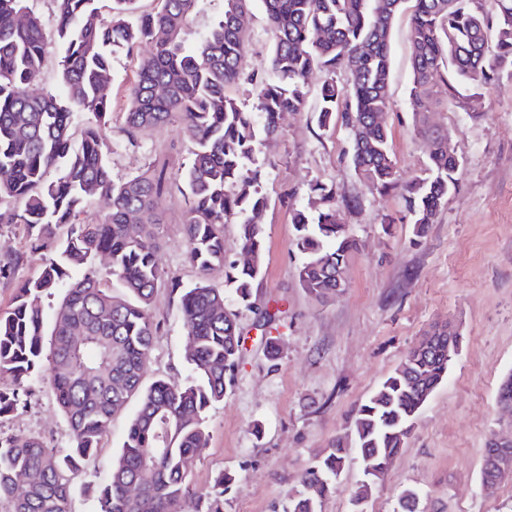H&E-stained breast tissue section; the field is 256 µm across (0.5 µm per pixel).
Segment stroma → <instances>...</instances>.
<instances>
[{"mask_svg": "<svg viewBox=\"0 0 512 512\" xmlns=\"http://www.w3.org/2000/svg\"><path fill=\"white\" fill-rule=\"evenodd\" d=\"M41 17L49 46L37 76L36 91L61 95V48L51 0H28ZM410 14L393 27L386 120L401 180L425 167L429 140L420 126L447 134L460 160L452 190L421 245L413 226L403 221L399 194H378L355 173L342 126L322 129L316 122L319 91L326 72L313 71L301 111L284 115L279 134L263 141L258 161L268 198L264 233L265 275L260 296L278 303L283 315L272 328L281 359L270 368L264 341L254 330V315L240 311L247 333L235 385L224 401L206 412L209 447L193 464V481L204 488L219 471L239 481L225 512H282L301 471L315 455L349 427L352 417L378 385L434 327L455 324L461 350L443 382L421 411L416 428L384 481L366 504L367 512H393L400 493L420 490L422 512H512V475L493 491H483L484 444L494 434L512 437V417L503 415L496 394L512 373V71L470 100L467 110L435 93L429 112L410 104ZM245 24V66L260 69L273 45L260 4ZM149 45L119 51L112 60V173L126 178L151 169L166 187L156 200L162 219L158 257L170 281L192 287L199 275L187 259L183 224L188 207L185 173L193 144L181 125L143 130L141 146L125 144L124 113L140 60ZM335 186L339 195L357 198L358 208L340 209L339 218L359 246L346 262V287L333 300L318 301L301 288L298 270L305 260L294 245L290 213L307 208L309 186ZM400 223L383 229L386 215ZM24 253L12 279H0V304H8L22 282L38 273L43 255L28 249L22 226L0 224V256ZM160 325L146 381L184 382L187 341L176 296L160 289L152 306ZM23 408L0 420V435H36L50 447L68 448L71 434L55 397L33 381ZM133 408L114 416L96 457L75 479L72 512H97L90 491L107 475L122 443ZM262 425L261 437L250 431Z\"/></svg>", "mask_w": 512, "mask_h": 512, "instance_id": "1", "label": "stroma"}]
</instances>
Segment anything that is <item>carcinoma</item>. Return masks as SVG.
I'll return each mask as SVG.
<instances>
[{"label":"carcinoma","instance_id":"1","mask_svg":"<svg viewBox=\"0 0 512 512\" xmlns=\"http://www.w3.org/2000/svg\"><path fill=\"white\" fill-rule=\"evenodd\" d=\"M101 0H53L65 102L31 90L46 51L41 18L27 0H0V224L25 227L30 249L46 255L40 272L0 308V418L25 405V384L45 382L69 426L72 444L62 455L35 436H0V512H71L72 480L95 455L112 418L132 401L136 411L107 477L97 485V512H224L235 475L221 471L208 488L192 485V464L208 448L205 412L234 385L247 339L224 290L255 315L267 359L279 349L270 329L283 311L259 300L263 283V219L268 199L259 145L279 131L286 112H298L308 76L316 69L343 72L320 91L316 120L341 122L351 137L356 174L381 195L397 192L412 218L414 243L426 237L448 194L456 188L458 157L448 137L431 135L429 161L402 183L396 171L386 116L391 111L392 26L405 0H259L275 41L261 69L246 73L242 20L251 0H222L219 20L185 49V36L207 0H161L135 17L138 0H112V21L99 19ZM408 40L416 112L428 110L434 87L460 108L461 87L488 85L512 68V0H413ZM153 47L139 66L123 129L126 146L139 132L179 123L195 145L186 175L184 224L187 256L201 280L191 288L169 284L158 262L155 211L162 179L150 170L112 176L108 130L112 119V54L138 43ZM258 80L252 107L228 95L243 78ZM88 116L79 144L71 128ZM95 198L112 202L100 222L79 216ZM310 211L290 221L306 256L298 281L311 296H339L348 255L357 241L336 215V189L310 188ZM238 221L236 258H227L224 224ZM98 255L109 259L102 271ZM23 256L0 258V279L11 278ZM83 273L73 279L70 270ZM224 271L225 288L207 283ZM112 276L123 288L105 287ZM178 296L188 337L184 383L144 382L157 325L151 306L161 288ZM64 290L51 325L43 301ZM81 332V339L75 333ZM454 354L435 329L356 410L349 431L334 439L302 472L283 512H321L350 461L353 443L364 463L352 500L371 497L412 434L418 416L447 378ZM497 403L512 410V374ZM26 477L17 485L18 475ZM420 491L401 494L394 512H419Z\"/></svg>","mask_w":512,"mask_h":512}]
</instances>
